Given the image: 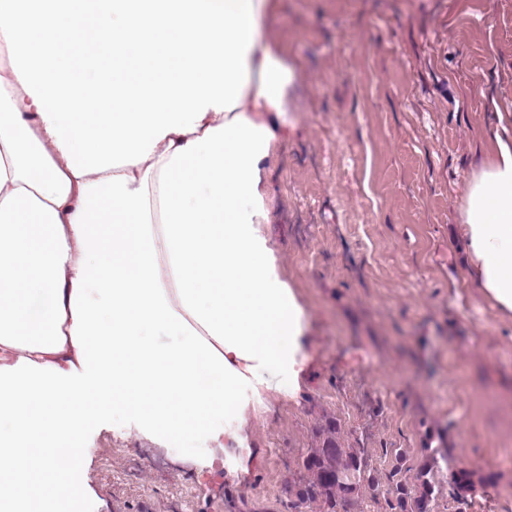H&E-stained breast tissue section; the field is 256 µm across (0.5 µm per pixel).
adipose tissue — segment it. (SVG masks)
<instances>
[{"label":"adipose tissue","mask_w":512,"mask_h":512,"mask_svg":"<svg viewBox=\"0 0 512 512\" xmlns=\"http://www.w3.org/2000/svg\"><path fill=\"white\" fill-rule=\"evenodd\" d=\"M273 9L0 0V512L71 494L57 445L104 408L205 438L242 482L252 397L302 389L307 312L264 232L298 124ZM459 230L512 318V134L476 162Z\"/></svg>","instance_id":"adipose-tissue-1"}]
</instances>
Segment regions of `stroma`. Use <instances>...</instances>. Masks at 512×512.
I'll return each instance as SVG.
<instances>
[{
	"instance_id": "35a3bbf8",
	"label": "stroma",
	"mask_w": 512,
	"mask_h": 512,
	"mask_svg": "<svg viewBox=\"0 0 512 512\" xmlns=\"http://www.w3.org/2000/svg\"><path fill=\"white\" fill-rule=\"evenodd\" d=\"M301 66L295 135L268 172L270 243L311 324L296 399L249 420L251 478L225 456L90 415L54 512H289L288 481L328 420L380 479L428 442L493 475L433 512H512V320L473 284L457 230L475 161L512 114V0H277ZM205 478H198V469Z\"/></svg>"
}]
</instances>
